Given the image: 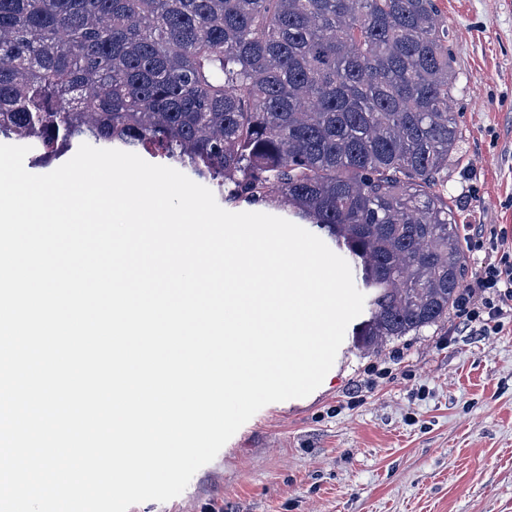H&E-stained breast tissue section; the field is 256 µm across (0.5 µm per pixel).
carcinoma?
<instances>
[{
	"label": "carcinoma",
	"instance_id": "cac0c4a2",
	"mask_svg": "<svg viewBox=\"0 0 512 512\" xmlns=\"http://www.w3.org/2000/svg\"><path fill=\"white\" fill-rule=\"evenodd\" d=\"M433 0H0V135L46 165L142 148L349 259L369 351L448 320L469 274Z\"/></svg>",
	"mask_w": 512,
	"mask_h": 512
}]
</instances>
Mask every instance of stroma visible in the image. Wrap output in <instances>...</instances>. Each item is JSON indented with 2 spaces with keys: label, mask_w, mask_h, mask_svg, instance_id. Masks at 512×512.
<instances>
[{
  "label": "stroma",
  "mask_w": 512,
  "mask_h": 512,
  "mask_svg": "<svg viewBox=\"0 0 512 512\" xmlns=\"http://www.w3.org/2000/svg\"><path fill=\"white\" fill-rule=\"evenodd\" d=\"M462 130L446 191L467 260L512 248V0H434ZM498 334L444 324L371 351L344 339L323 383L266 405L178 497L128 512H512V311Z\"/></svg>",
  "instance_id": "obj_1"
}]
</instances>
